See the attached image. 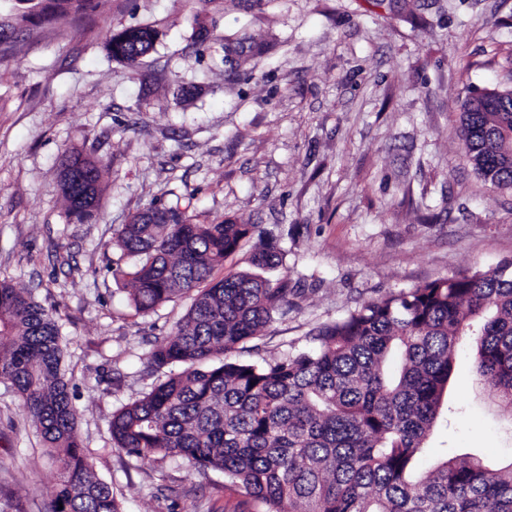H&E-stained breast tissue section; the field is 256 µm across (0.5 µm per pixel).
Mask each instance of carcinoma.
<instances>
[{
  "instance_id": "1",
  "label": "carcinoma",
  "mask_w": 512,
  "mask_h": 512,
  "mask_svg": "<svg viewBox=\"0 0 512 512\" xmlns=\"http://www.w3.org/2000/svg\"><path fill=\"white\" fill-rule=\"evenodd\" d=\"M17 24L64 21L91 0H18ZM157 31L110 35L108 56L137 65ZM475 172L512 192V95L464 104L459 135ZM102 165L60 161L67 214H98ZM253 224L194 223L151 204L117 231L138 312L195 292L170 338L147 354L158 381L112 413L113 447L137 461L180 458L224 473L262 512H512V462L419 457L442 414L457 346L466 337L476 381L512 427V260L373 299L313 329L271 361L232 357L288 306V280L249 271L212 278ZM250 263L276 268L267 243ZM0 381L10 383L55 467L47 512H123L75 429L58 323L29 291L0 280Z\"/></svg>"
}]
</instances>
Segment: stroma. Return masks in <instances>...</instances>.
<instances>
[{
	"mask_svg": "<svg viewBox=\"0 0 512 512\" xmlns=\"http://www.w3.org/2000/svg\"><path fill=\"white\" fill-rule=\"evenodd\" d=\"M148 24L155 50L112 61L110 33ZM265 44L224 64L225 39ZM512 86V0H100L89 15L0 42V279L62 328L76 431L123 512H234L243 492L182 459L112 446L113 411L150 388L145 355L190 295L136 312L113 277L117 229L156 202L193 222L256 225L224 262L274 239L295 293L252 359L278 358L363 303L512 259V194L459 145L464 103ZM100 161L96 218L66 215L59 159ZM461 345L447 419L421 458L512 459L506 418ZM55 472L0 382V512H46Z\"/></svg>",
	"mask_w": 512,
	"mask_h": 512,
	"instance_id": "obj_1",
	"label": "stroma"
}]
</instances>
